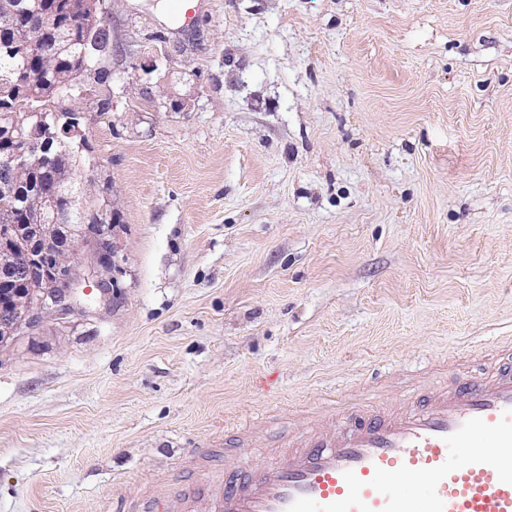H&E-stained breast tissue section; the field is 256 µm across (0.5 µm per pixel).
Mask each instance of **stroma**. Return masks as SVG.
<instances>
[{
  "instance_id": "1",
  "label": "stroma",
  "mask_w": 512,
  "mask_h": 512,
  "mask_svg": "<svg viewBox=\"0 0 512 512\" xmlns=\"http://www.w3.org/2000/svg\"><path fill=\"white\" fill-rule=\"evenodd\" d=\"M167 2L104 3L112 290L0 347V512L199 497L225 423L259 469L512 336V0Z\"/></svg>"
}]
</instances>
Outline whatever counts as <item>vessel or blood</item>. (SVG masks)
I'll list each match as a JSON object with an SVG mask.
<instances>
[{
  "instance_id": "vessel-or-blood-1",
  "label": "vessel or blood",
  "mask_w": 512,
  "mask_h": 512,
  "mask_svg": "<svg viewBox=\"0 0 512 512\" xmlns=\"http://www.w3.org/2000/svg\"><path fill=\"white\" fill-rule=\"evenodd\" d=\"M333 420L259 470L225 465L205 512H512V346L437 398Z\"/></svg>"
}]
</instances>
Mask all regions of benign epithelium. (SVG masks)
I'll return each instance as SVG.
<instances>
[{"label": "benign epithelium", "instance_id": "1", "mask_svg": "<svg viewBox=\"0 0 512 512\" xmlns=\"http://www.w3.org/2000/svg\"><path fill=\"white\" fill-rule=\"evenodd\" d=\"M58 2L55 13L43 0H0V45L19 48L25 58L13 87L39 102L0 113V199L18 202L0 208V347L44 314L72 311L85 293L79 266L71 264L81 250L102 270L114 263L113 209L95 203V178L72 164L68 133L57 125V113L72 110L83 95L85 76L105 73L93 65L109 44L103 2ZM47 32L54 34L50 48L43 44ZM75 46L78 58L61 69ZM40 169L49 174L47 184L20 194Z\"/></svg>", "mask_w": 512, "mask_h": 512}]
</instances>
